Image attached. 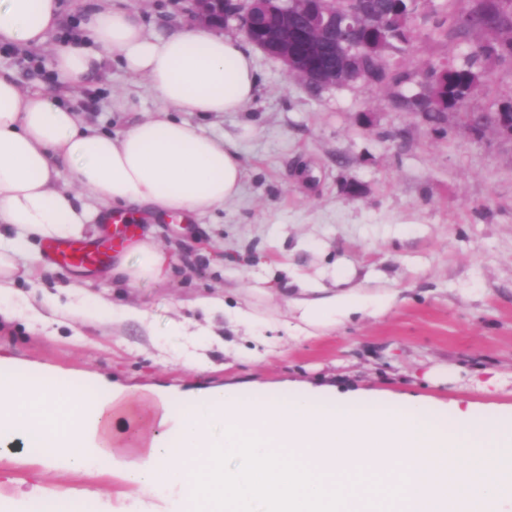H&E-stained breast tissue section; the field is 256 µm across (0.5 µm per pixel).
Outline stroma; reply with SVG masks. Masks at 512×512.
<instances>
[{
    "mask_svg": "<svg viewBox=\"0 0 512 512\" xmlns=\"http://www.w3.org/2000/svg\"><path fill=\"white\" fill-rule=\"evenodd\" d=\"M148 31L165 37L186 17L181 0H127ZM426 0L398 69L461 59L469 45L433 32ZM261 83L243 111L184 113L225 136L244 168L240 197L195 220L144 214L142 224L171 257L168 276L113 286L104 269L75 273L84 294L144 310L147 323L88 322L59 328L20 315L0 320V355L82 379L184 388L284 383L408 395L426 404L472 407L482 420L512 412V138L477 136L457 116L437 132L399 109L392 90L364 83L313 91L260 50ZM0 68L22 89L60 91L45 49L0 44ZM469 107L512 105V65L491 66ZM130 108H112L113 95ZM160 106L145 79L108 64L76 107L105 132L127 128ZM358 292L391 297L389 308L295 329L290 305ZM204 297L231 314L207 313ZM189 333L176 336L173 322ZM192 352L204 372L185 366ZM20 443L0 447V512H40L34 486L97 491L90 512L117 503L128 486L109 475L63 471L32 460Z\"/></svg>",
    "mask_w": 512,
    "mask_h": 512,
    "instance_id": "stroma-1",
    "label": "stroma"
}]
</instances>
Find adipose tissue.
Here are the masks:
<instances>
[{
    "label": "adipose tissue",
    "mask_w": 512,
    "mask_h": 512,
    "mask_svg": "<svg viewBox=\"0 0 512 512\" xmlns=\"http://www.w3.org/2000/svg\"><path fill=\"white\" fill-rule=\"evenodd\" d=\"M58 0H0V43L49 46L64 96L22 90L0 70V316L19 263L38 244L100 231L110 213L207 214L237 198L243 170L223 136L185 112H239L258 90L251 52L197 26L148 34L123 7L83 13L84 40L48 45ZM146 79L163 115L110 134L79 121L73 100L112 58ZM169 257L145 231L112 262L132 288L165 278ZM306 325L384 309L359 294L297 299ZM60 315L145 321L101 296ZM21 441L55 468L108 470L135 487L121 512H505L512 507V415L490 425L470 410L414 399L381 405L326 387L248 399L236 387L129 388L32 375L0 356V446Z\"/></svg>",
    "instance_id": "adipose-tissue-1"
}]
</instances>
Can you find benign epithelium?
<instances>
[{
    "label": "benign epithelium",
    "mask_w": 512,
    "mask_h": 512,
    "mask_svg": "<svg viewBox=\"0 0 512 512\" xmlns=\"http://www.w3.org/2000/svg\"><path fill=\"white\" fill-rule=\"evenodd\" d=\"M326 0H252L240 11L238 0H184L190 24L219 29L238 22L246 39L281 61L295 77L322 87L347 81L359 69L371 0H350L346 12L324 7ZM488 127L512 137V112L492 113Z\"/></svg>",
    "instance_id": "benign-epithelium-1"
}]
</instances>
